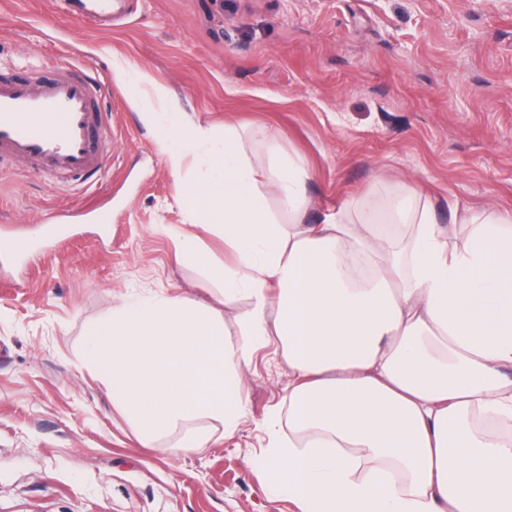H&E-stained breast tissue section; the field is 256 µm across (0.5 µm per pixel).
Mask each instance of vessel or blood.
<instances>
[{
	"label": "vessel or blood",
	"mask_w": 512,
	"mask_h": 512,
	"mask_svg": "<svg viewBox=\"0 0 512 512\" xmlns=\"http://www.w3.org/2000/svg\"><path fill=\"white\" fill-rule=\"evenodd\" d=\"M117 0H60L65 17L111 20ZM101 82L69 57L50 70L0 71V164L20 158L62 188L83 189L102 170L112 130L99 106Z\"/></svg>",
	"instance_id": "b4317fda"
}]
</instances>
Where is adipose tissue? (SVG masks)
Instances as JSON below:
<instances>
[{
    "label": "adipose tissue",
    "mask_w": 512,
    "mask_h": 512,
    "mask_svg": "<svg viewBox=\"0 0 512 512\" xmlns=\"http://www.w3.org/2000/svg\"><path fill=\"white\" fill-rule=\"evenodd\" d=\"M141 119L177 175L215 140L194 126L175 147L167 113ZM250 151L225 126L218 175L187 207L224 237V305L250 303L240 338L206 305L133 295L90 329L81 363L144 447L183 426L182 446L201 448L199 419L238 430L245 371L274 345L288 416L267 422L258 465L298 512H512V438L481 426L512 429V211L457 209L444 227L408 190L387 219L356 202L312 224L306 164L260 170Z\"/></svg>",
    "instance_id": "adipose-tissue-1"
}]
</instances>
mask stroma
Wrapping results in <instances>:
<instances>
[{"label": "stroma", "mask_w": 512, "mask_h": 512, "mask_svg": "<svg viewBox=\"0 0 512 512\" xmlns=\"http://www.w3.org/2000/svg\"><path fill=\"white\" fill-rule=\"evenodd\" d=\"M112 29L71 21L57 0H0V67L46 71L75 50L103 82L112 128L101 178L79 193L16 161L0 171V237L34 245L0 266V512H295L253 465L288 396V365L258 349L239 430L203 448L180 433L140 447L78 352L87 327L129 293L220 309L224 238L183 200L209 174L170 170L139 81L162 109L223 133L251 161L311 171V217L358 201L384 208L412 186L440 225L452 203L512 209V0H129ZM124 73H117V65ZM208 265L182 262V237Z\"/></svg>", "instance_id": "1"}]
</instances>
